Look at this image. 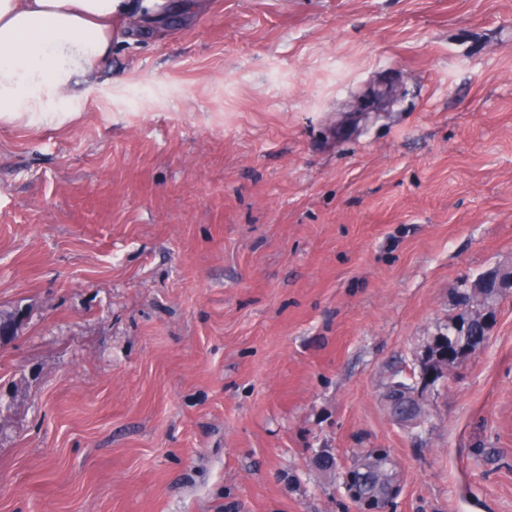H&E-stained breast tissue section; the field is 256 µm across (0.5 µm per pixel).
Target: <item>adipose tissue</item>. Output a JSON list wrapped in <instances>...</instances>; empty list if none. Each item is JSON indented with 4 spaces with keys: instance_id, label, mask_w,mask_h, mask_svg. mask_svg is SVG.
<instances>
[{
    "instance_id": "1",
    "label": "adipose tissue",
    "mask_w": 512,
    "mask_h": 512,
    "mask_svg": "<svg viewBox=\"0 0 512 512\" xmlns=\"http://www.w3.org/2000/svg\"><path fill=\"white\" fill-rule=\"evenodd\" d=\"M166 0H0V121L61 123L112 54V21L159 14Z\"/></svg>"
}]
</instances>
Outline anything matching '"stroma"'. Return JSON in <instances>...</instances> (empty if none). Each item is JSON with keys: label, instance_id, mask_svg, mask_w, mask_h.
I'll return each mask as SVG.
<instances>
[{"label": "stroma", "instance_id": "obj_1", "mask_svg": "<svg viewBox=\"0 0 512 512\" xmlns=\"http://www.w3.org/2000/svg\"><path fill=\"white\" fill-rule=\"evenodd\" d=\"M181 2L0 122V512H512V0ZM470 295H477L484 301L489 297L503 294L512 289V273H500L496 270L489 271L471 283ZM493 319V311L488 308L483 315L466 317L463 321L459 320L457 324H454L453 336L447 337V341L448 338H451L453 348L448 347V350L439 353L438 351L440 350V345L443 341L436 344L432 350L429 362L424 367L426 379L430 380L438 376L439 365H444L446 367L448 365V367H451L458 362L459 358L464 353L481 345L486 339L489 329L493 323ZM474 321H479L484 327L485 336H482L481 338H472L471 336H468L469 327Z\"/></svg>", "mask_w": 512, "mask_h": 512}]
</instances>
